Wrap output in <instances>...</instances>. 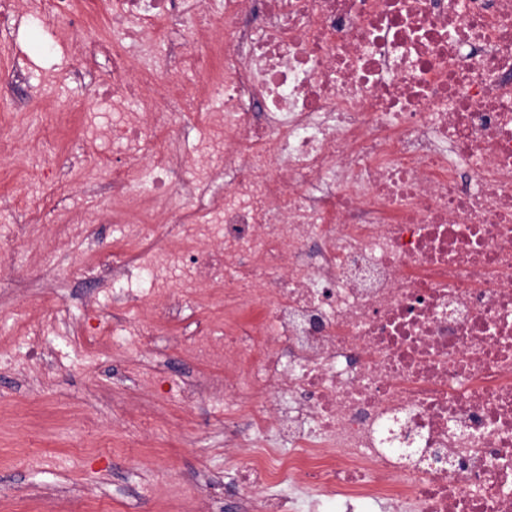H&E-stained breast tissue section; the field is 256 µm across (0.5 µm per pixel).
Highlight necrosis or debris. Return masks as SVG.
<instances>
[{
  "instance_id": "necrosis-or-debris-1",
  "label": "necrosis or debris",
  "mask_w": 512,
  "mask_h": 512,
  "mask_svg": "<svg viewBox=\"0 0 512 512\" xmlns=\"http://www.w3.org/2000/svg\"><path fill=\"white\" fill-rule=\"evenodd\" d=\"M188 2L0 0L1 41L22 15L78 33L99 91L141 101L92 218L133 244L81 257L112 304L73 336L149 349L223 289L181 342L215 374L168 392L223 408L239 512H512V0ZM108 28L174 49L137 66ZM161 109L224 138L184 155Z\"/></svg>"
}]
</instances>
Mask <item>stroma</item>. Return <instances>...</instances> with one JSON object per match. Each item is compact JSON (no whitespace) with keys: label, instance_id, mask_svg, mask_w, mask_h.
Returning a JSON list of instances; mask_svg holds the SVG:
<instances>
[{"label":"stroma","instance_id":"1","mask_svg":"<svg viewBox=\"0 0 512 512\" xmlns=\"http://www.w3.org/2000/svg\"><path fill=\"white\" fill-rule=\"evenodd\" d=\"M30 57L35 69L8 94V132L14 152L9 175H0V512H129L142 484L157 487L145 512H215L199 473L224 477V417L204 402L185 410L172 400L137 394L117 385L155 366L151 354L105 344L88 353L48 338L49 356L28 364L20 340L27 323L50 314L45 289L66 301L70 323L93 320L98 288L74 263H56L78 246L56 239L50 225L22 233L5 197H37L46 185L33 179L52 146L42 136L46 109L79 105L58 139L67 152L85 156L80 178L64 192L74 217L94 215L112 195V165L121 143L91 139L94 126L112 119V106L90 80L73 77L66 41L20 20L11 41L0 45V73L13 58Z\"/></svg>","mask_w":512,"mask_h":512}]
</instances>
